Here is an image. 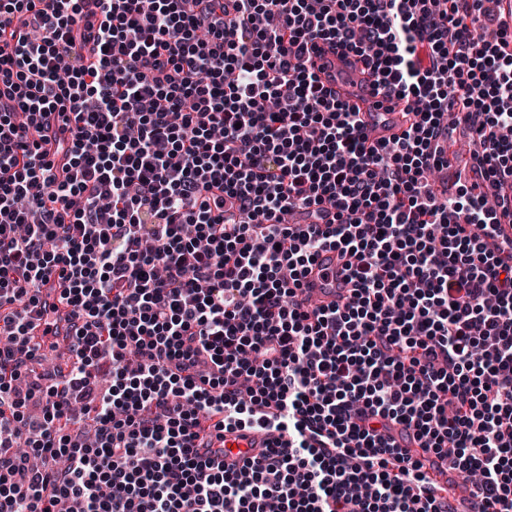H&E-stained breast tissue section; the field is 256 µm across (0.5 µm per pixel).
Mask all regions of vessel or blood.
Instances as JSON below:
<instances>
[{"instance_id":"b4317fda","label":"vessel or blood","mask_w":512,"mask_h":512,"mask_svg":"<svg viewBox=\"0 0 512 512\" xmlns=\"http://www.w3.org/2000/svg\"><path fill=\"white\" fill-rule=\"evenodd\" d=\"M315 70L324 72L326 85L337 97L355 106L361 114L368 143L390 140L407 125L401 105L372 86V79L357 57L340 46L320 44L310 60ZM349 255L337 250L322 252L302 281L301 296L318 304L342 303L350 296L353 284L348 278ZM276 431L260 430L256 423H243L224 434V463L241 464L244 458L283 443Z\"/></svg>"}]
</instances>
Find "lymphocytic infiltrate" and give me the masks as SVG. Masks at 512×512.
<instances>
[{"instance_id": "1", "label": "lymphocytic infiltrate", "mask_w": 512, "mask_h": 512, "mask_svg": "<svg viewBox=\"0 0 512 512\" xmlns=\"http://www.w3.org/2000/svg\"><path fill=\"white\" fill-rule=\"evenodd\" d=\"M95 2L0 0V512H512L500 5ZM320 41L405 102L400 137L366 146ZM323 248L355 258L332 309L296 299ZM248 407L287 446L200 455Z\"/></svg>"}]
</instances>
